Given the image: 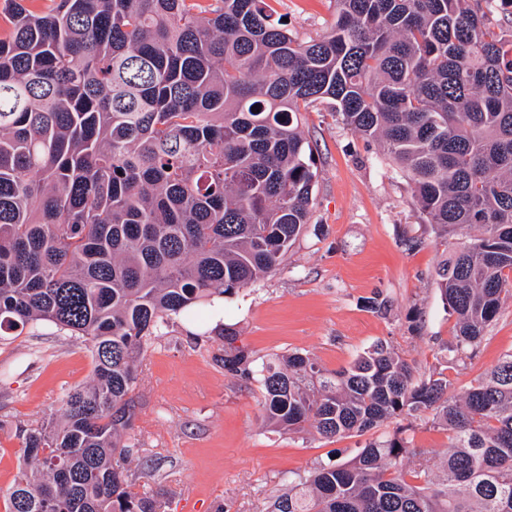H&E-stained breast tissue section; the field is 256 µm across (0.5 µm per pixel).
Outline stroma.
I'll return each mask as SVG.
<instances>
[{
  "label": "stroma",
  "instance_id": "stroma-1",
  "mask_svg": "<svg viewBox=\"0 0 512 512\" xmlns=\"http://www.w3.org/2000/svg\"><path fill=\"white\" fill-rule=\"evenodd\" d=\"M307 40L330 30L333 0H268ZM317 177L310 220L278 270L224 297V319L176 317L137 364L136 485L162 487L165 512H268L288 472L349 461L362 436L324 439L278 432L261 409L257 382L225 370L224 334L233 332L255 364L309 355L327 374L349 368L386 341L416 374L440 373L462 389L512 354V303L485 332L476 355L454 363L455 319L435 268L447 255L416 209L407 178L377 142L349 130L328 104L302 114ZM380 296L386 313L369 306ZM87 342L50 326L0 341V491L18 474L19 427L50 422L66 390L90 383Z\"/></svg>",
  "mask_w": 512,
  "mask_h": 512
}]
</instances>
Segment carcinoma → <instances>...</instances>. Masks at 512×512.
<instances>
[{"label":"carcinoma","mask_w":512,"mask_h":512,"mask_svg":"<svg viewBox=\"0 0 512 512\" xmlns=\"http://www.w3.org/2000/svg\"><path fill=\"white\" fill-rule=\"evenodd\" d=\"M512 0H335L299 41L266 0H11L0 38V337L51 325L94 377L19 431L6 512H161L121 443L137 362L174 317L279 267L316 181L301 109L321 101L405 172L449 240L448 357L512 303ZM479 234L455 244L463 226ZM238 347L224 369L251 373ZM270 426L331 439L428 411L452 432L430 478L411 427L290 472L271 512H512V354L455 394L383 342L327 376L298 352L254 376Z\"/></svg>","instance_id":"1"}]
</instances>
